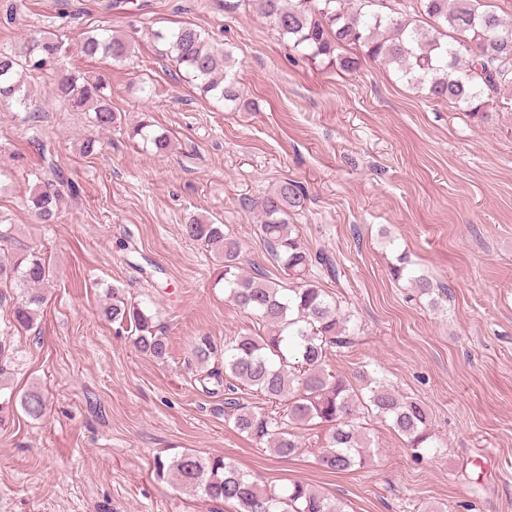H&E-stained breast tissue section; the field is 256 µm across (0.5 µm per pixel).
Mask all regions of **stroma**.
<instances>
[{
    "mask_svg": "<svg viewBox=\"0 0 512 512\" xmlns=\"http://www.w3.org/2000/svg\"><path fill=\"white\" fill-rule=\"evenodd\" d=\"M184 23L232 51L240 108L201 94L162 57L152 31ZM101 26L132 38L135 57L87 59L81 39ZM40 27L65 52L28 72L32 107L76 190L56 223L34 220L27 198L44 163L23 111L1 103L0 227L17 247L41 250L51 277L39 333L10 337L11 388L41 391L48 410L0 423V512H235L157 476L155 458L183 452L224 456L268 488L307 483L343 512H512V92L472 118L394 67L364 60L348 73L290 52L243 0H0V47ZM64 68L108 77L121 126L97 129L51 100ZM144 119L169 132L167 154L128 138ZM286 179L307 195L293 217L304 243L338 264L321 287L361 325L328 372L366 369L422 401L441 448L415 453L371 418L364 469L320 468V425L301 427V454L281 459L235 431L223 394L196 381L198 337L221 344L257 325L184 226L217 218L244 270L281 277L255 203ZM401 254L440 288L438 303L391 277ZM114 287L152 311L165 360L101 317Z\"/></svg>",
    "mask_w": 512,
    "mask_h": 512,
    "instance_id": "1",
    "label": "stroma"
}]
</instances>
